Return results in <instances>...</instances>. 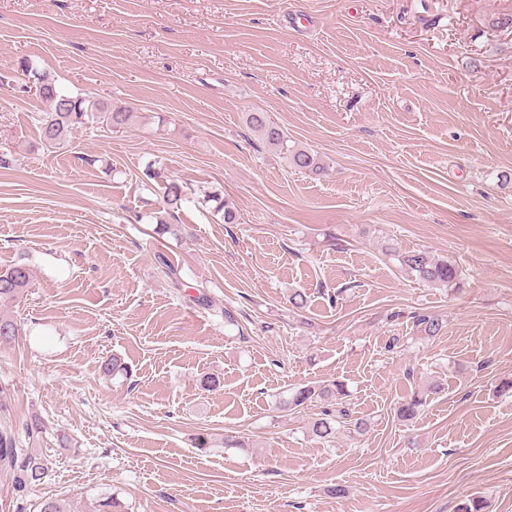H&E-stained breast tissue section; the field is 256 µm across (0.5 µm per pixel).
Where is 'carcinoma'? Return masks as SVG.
I'll return each mask as SVG.
<instances>
[{"label":"carcinoma","instance_id":"obj_1","mask_svg":"<svg viewBox=\"0 0 512 512\" xmlns=\"http://www.w3.org/2000/svg\"><path fill=\"white\" fill-rule=\"evenodd\" d=\"M23 74L28 81L21 86L25 93H34L49 103L50 111L40 119L41 141L47 147L62 144L70 131L79 126L104 123L114 129H120L131 121L133 112L126 106L105 104L89 98L70 96L57 91L54 80L45 72H40L28 62L21 63ZM254 127L259 130L270 145L289 155L292 165L300 170L315 174L324 172V166L316 155L301 148L288 146L283 130L266 117L252 116ZM186 190L180 182L169 179L163 187V200L169 209L181 206ZM400 264L413 273L416 278L428 284H437L455 288L459 281V272L450 260H439L421 250L407 251L400 255ZM31 283V272L24 263H15L0 269V300H14ZM414 323L427 337H435L443 331L444 323L439 316L423 313L415 316ZM18 336V326L8 315L0 314V345H7ZM348 392L344 384L334 381L318 386H305L295 390L287 404L299 407L313 401H323L336 405L326 410L310 426L312 436L327 441L336 435L339 427L350 425L357 430L366 426L362 420H352L348 402ZM425 404L423 398L414 395L397 407V416L411 420L419 414ZM38 432V424L19 431L11 425L0 424V469L10 472L12 485L17 492H27L40 485L48 472V460L36 449L26 446Z\"/></svg>","mask_w":512,"mask_h":512}]
</instances>
